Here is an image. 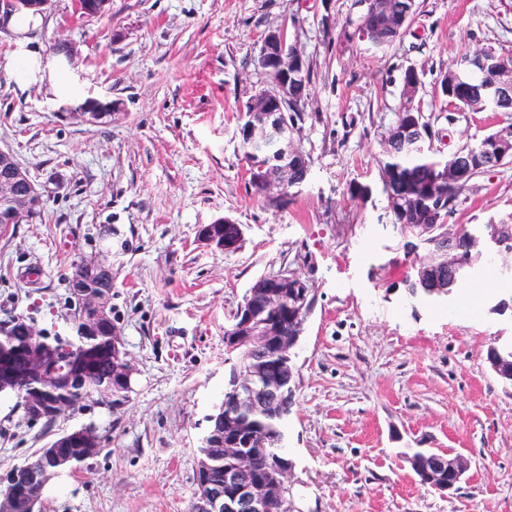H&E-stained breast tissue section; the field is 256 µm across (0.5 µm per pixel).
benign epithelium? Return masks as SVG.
I'll return each instance as SVG.
<instances>
[{
	"label": "benign epithelium",
	"mask_w": 512,
	"mask_h": 512,
	"mask_svg": "<svg viewBox=\"0 0 512 512\" xmlns=\"http://www.w3.org/2000/svg\"><path fill=\"white\" fill-rule=\"evenodd\" d=\"M51 0H0V26L5 25V19L21 9H36L42 13ZM75 11L84 17H98L111 10L112 0H73ZM379 25L383 28L398 30L407 24L409 10L388 2L376 10ZM306 58L298 48L297 43L289 42L287 32L283 28L268 31L262 38V43L256 57V67L269 76L270 89L261 90L250 100L249 111L246 112L247 142L251 154L267 160V163L250 168L252 179L260 186L264 194L272 200L280 199L288 189L292 173L302 167L309 169L307 156L301 145L296 141V127L288 125L283 120L284 106L288 101L289 78L302 70ZM467 66L471 70H490L493 73L492 83L474 85L461 80L462 73L450 70L448 79L437 86V95L451 97L455 94L476 100V106L482 108L485 101L498 98L512 97V58L498 57L480 51L468 59ZM78 116L86 123L94 124L98 120L112 117V103H100L95 100L86 101ZM483 162L488 166H499L506 158L512 156V139L494 136L488 139L481 148ZM471 164L458 159L448 162L445 177L437 183L448 181L460 183L465 181L470 172ZM43 205V197L37 184L30 174L22 169L13 156L0 150V222L3 224H21ZM430 223L425 225L426 234L412 241L410 249L417 252L426 249L434 253L435 258L417 268L419 275L433 277L434 289L446 290L448 281L438 274V270L448 268L450 271L460 269V254L458 242L461 238V228L449 224L441 210L435 209L429 213ZM233 223L224 217L211 224L198 228V239L205 245L224 252L235 251L239 248L242 236L229 238L220 234L221 226ZM512 246V226L496 225L495 233L490 239L472 240L471 248L484 254L488 251L503 252ZM81 276L73 282L72 291L76 294L77 306L73 312L75 323L81 326L80 333L90 334L101 329L112 336L113 372L109 380L97 386L99 392L108 390L121 391L127 386V374L131 371L132 363L124 348V342L119 328L112 324L110 318L112 292L97 288L85 280V276L100 271L112 269V262L104 251H99L90 257H84L79 262ZM300 292L304 305L300 315L294 317L297 324L296 334L273 338L269 331L254 332L246 339L250 349L265 348L273 345L281 356L279 370L286 374L294 365L292 350L302 335V327L310 309L305 305L307 291L304 289V279L292 269H282L276 273L263 276L256 286L251 288L240 304L239 313L246 311L248 302L258 290L275 299L288 289ZM18 350L7 345L0 346V385L5 387L14 383L20 373L16 370L15 361ZM91 352L81 344L73 351L69 359L68 370L70 377L80 380L90 370L89 358ZM27 368L30 372L39 373L38 386L29 390L26 396L27 409L37 417L47 412L68 413L77 405L58 399L55 393L62 370L55 355L45 349L31 350L26 356ZM487 361L490 367L504 382L512 381V370H503L504 361L495 349L489 350ZM230 394L240 406L253 414L261 413L268 403L281 400L287 394L283 379L270 377L264 366L249 365L237 370L234 385ZM226 434L231 436L228 451L240 456L252 455L256 452L253 445L257 437L250 434L246 443L239 441L237 425L227 423ZM100 450V440L89 429L81 427L65 431L53 438L42 452L48 458L49 466L45 469L42 483H48L61 470L75 468L76 459L95 456ZM407 460L414 463L423 460L427 463L426 472L433 477L430 486L450 495L458 489L470 463L463 456L448 451H434L420 448ZM294 462L289 460L277 468V473L270 481H254L245 477L240 470L224 469V483L212 484L207 481L200 483L199 506L202 512H297L291 494V475Z\"/></svg>",
	"instance_id": "1"
}]
</instances>
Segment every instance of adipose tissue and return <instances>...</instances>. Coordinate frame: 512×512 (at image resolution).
I'll list each match as a JSON object with an SVG mask.
<instances>
[{
    "label": "adipose tissue",
    "mask_w": 512,
    "mask_h": 512,
    "mask_svg": "<svg viewBox=\"0 0 512 512\" xmlns=\"http://www.w3.org/2000/svg\"><path fill=\"white\" fill-rule=\"evenodd\" d=\"M12 63L21 83L47 85L56 98L72 104H80V91L64 78L58 59L44 55L40 49L28 47L26 39H19Z\"/></svg>",
    "instance_id": "adipose-tissue-1"
}]
</instances>
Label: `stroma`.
<instances>
[{"label":"stroma","instance_id":"1","mask_svg":"<svg viewBox=\"0 0 512 512\" xmlns=\"http://www.w3.org/2000/svg\"><path fill=\"white\" fill-rule=\"evenodd\" d=\"M358 0H112L84 18L51 0L33 44L73 39L65 77L116 114L94 125L47 88L20 87L0 31V148L43 191L42 218L0 226V320L67 329V277L112 227V318L134 366L120 409L90 402L53 430L0 398V475L54 435L94 425L97 456L52 479L41 512H192L205 418L228 365L224 329L261 276L296 266L316 290L293 350L295 404L284 444L299 512H512V386L489 348L512 342V255L495 279L471 273L447 308L407 299L411 261L391 226L378 170L382 143L415 68L425 116L448 154L512 123L505 112L455 110L436 88L474 52L512 57V0H416L405 34L377 50L360 38ZM287 28L311 70L300 144L310 173L287 208L249 185L238 128L268 81L254 66L263 35ZM370 185L359 199L350 185ZM231 217L238 250L197 239ZM449 223L512 224V164L473 181ZM449 449L470 468L453 496L420 484L404 455Z\"/></svg>","mask_w":512,"mask_h":512}]
</instances>
